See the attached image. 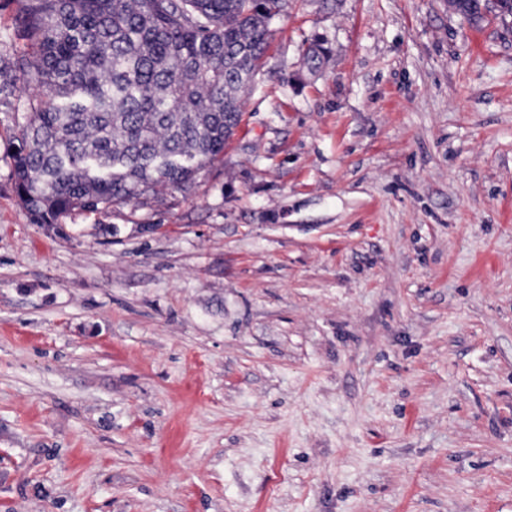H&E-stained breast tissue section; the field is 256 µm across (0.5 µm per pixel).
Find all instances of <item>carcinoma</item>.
<instances>
[{
    "label": "carcinoma",
    "instance_id": "1",
    "mask_svg": "<svg viewBox=\"0 0 512 512\" xmlns=\"http://www.w3.org/2000/svg\"><path fill=\"white\" fill-rule=\"evenodd\" d=\"M486 0H448L470 23ZM288 0H26L33 59L0 53L32 87L13 150L16 193L48 227L160 188L184 191L224 155ZM320 44L304 62L320 69Z\"/></svg>",
    "mask_w": 512,
    "mask_h": 512
}]
</instances>
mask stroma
<instances>
[{"label":"stroma","instance_id":"stroma-1","mask_svg":"<svg viewBox=\"0 0 512 512\" xmlns=\"http://www.w3.org/2000/svg\"><path fill=\"white\" fill-rule=\"evenodd\" d=\"M11 90L0 512H512V18L290 0L222 161L55 230Z\"/></svg>","mask_w":512,"mask_h":512}]
</instances>
